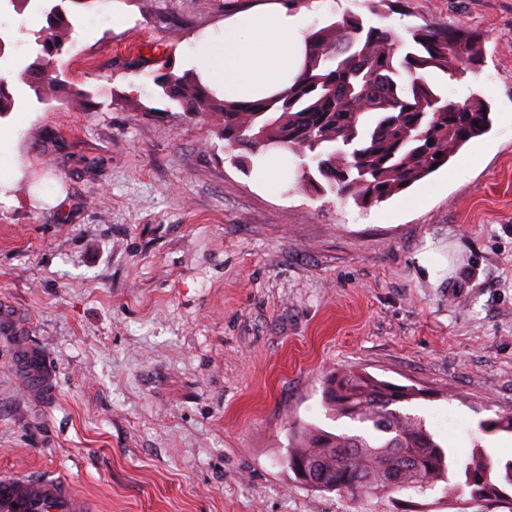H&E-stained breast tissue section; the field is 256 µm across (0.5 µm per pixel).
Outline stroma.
I'll return each instance as SVG.
<instances>
[{"label": "stroma", "instance_id": "35a3bbf8", "mask_svg": "<svg viewBox=\"0 0 512 512\" xmlns=\"http://www.w3.org/2000/svg\"><path fill=\"white\" fill-rule=\"evenodd\" d=\"M265 0H67L80 60L38 102L19 81L43 14L0 11L18 127L0 172V305L52 381L33 392L0 335V476L64 480L98 512H493L445 484L366 508L298 483L290 431L353 430L325 408L344 368L423 389L403 404L462 456H512V0H391L385 25L466 23L491 131L451 167L364 209L269 192L210 122L158 94L193 40ZM97 161L87 171L88 161ZM464 177H456L458 168Z\"/></svg>", "mask_w": 512, "mask_h": 512}]
</instances>
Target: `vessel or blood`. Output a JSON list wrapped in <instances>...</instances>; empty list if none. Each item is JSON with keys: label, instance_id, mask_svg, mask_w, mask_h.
<instances>
[{"label": "vessel or blood", "instance_id": "obj_1", "mask_svg": "<svg viewBox=\"0 0 512 512\" xmlns=\"http://www.w3.org/2000/svg\"><path fill=\"white\" fill-rule=\"evenodd\" d=\"M0 512H94V507L69 483L29 475H2Z\"/></svg>", "mask_w": 512, "mask_h": 512}]
</instances>
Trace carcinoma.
Returning a JSON list of instances; mask_svg holds the SVG:
<instances>
[{"label": "carcinoma", "instance_id": "1", "mask_svg": "<svg viewBox=\"0 0 512 512\" xmlns=\"http://www.w3.org/2000/svg\"><path fill=\"white\" fill-rule=\"evenodd\" d=\"M44 15L40 54L19 73L40 102L61 84L56 64L72 28L60 3ZM482 59L480 34L463 23L414 27L409 39L397 40L390 28L350 11L309 31L299 75L270 97L226 102L190 72L169 71L154 82L182 111L216 126L236 161L286 145L312 191L367 207L448 165L489 131L484 100L450 102L431 81L434 73L461 79ZM414 398L406 386L356 369L329 375L327 410L363 432L301 425L291 432L288 469L299 483L302 471L311 473L315 481L306 487L353 503L384 493L423 494L439 482L459 498L496 507L509 501L512 459L495 465L480 447L466 457L445 449L422 419L400 410Z\"/></svg>", "mask_w": 512, "mask_h": 512}]
</instances>
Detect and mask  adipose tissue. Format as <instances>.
<instances>
[{"mask_svg": "<svg viewBox=\"0 0 512 512\" xmlns=\"http://www.w3.org/2000/svg\"><path fill=\"white\" fill-rule=\"evenodd\" d=\"M310 24L309 16L272 0L225 20L219 34L197 39L187 48L185 62L224 100L269 97L298 75Z\"/></svg>", "mask_w": 512, "mask_h": 512, "instance_id": "1", "label": "adipose tissue"}]
</instances>
